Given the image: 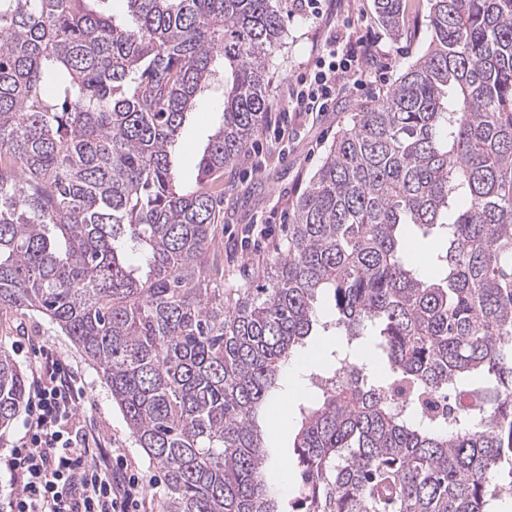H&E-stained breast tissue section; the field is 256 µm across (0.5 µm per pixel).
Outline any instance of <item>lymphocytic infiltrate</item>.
Returning a JSON list of instances; mask_svg holds the SVG:
<instances>
[{
	"label": "lymphocytic infiltrate",
	"instance_id": "1",
	"mask_svg": "<svg viewBox=\"0 0 512 512\" xmlns=\"http://www.w3.org/2000/svg\"><path fill=\"white\" fill-rule=\"evenodd\" d=\"M373 58L363 40L330 34L309 75L288 85L294 112L327 111L337 84L361 87ZM33 383L25 440L6 462L17 486L9 512H141L144 488L120 449L105 447L96 436L72 438L84 392L68 370L44 354Z\"/></svg>",
	"mask_w": 512,
	"mask_h": 512
}]
</instances>
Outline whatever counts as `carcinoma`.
<instances>
[{"label": "carcinoma", "instance_id": "1", "mask_svg": "<svg viewBox=\"0 0 512 512\" xmlns=\"http://www.w3.org/2000/svg\"><path fill=\"white\" fill-rule=\"evenodd\" d=\"M0 0V305L101 372L162 512H279L269 392L333 300L346 348L302 407L297 512H500L512 494V0H428L431 39L358 107L293 205L285 254L201 288L216 188L259 133L278 0ZM398 39L404 0H374ZM195 182L172 153L205 93ZM437 230L424 276L405 228ZM383 358L365 373L359 354ZM27 378L0 350V429Z\"/></svg>", "mask_w": 512, "mask_h": 512}]
</instances>
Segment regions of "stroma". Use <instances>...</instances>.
<instances>
[{"instance_id": "1", "label": "stroma", "mask_w": 512, "mask_h": 512, "mask_svg": "<svg viewBox=\"0 0 512 512\" xmlns=\"http://www.w3.org/2000/svg\"><path fill=\"white\" fill-rule=\"evenodd\" d=\"M328 2V15L316 19L297 11L293 0H282L285 35L269 61L272 111L287 112L289 80L306 72L331 29L338 27L355 37L368 33L378 36L382 52L363 89L337 90L328 111L296 120L289 140L276 142L269 126H262L245 154L225 168L223 211L213 227L212 244L204 258L207 271L201 279L202 287L245 288L259 279L267 260L288 241L293 203L309 187L339 132L351 124L355 108L384 94L403 68L422 56L429 44L427 0H405V34L399 39L388 35L382 26L374 0ZM221 121L222 102L216 98L201 99L197 113L186 120L180 147L173 157L182 182L194 180L197 159ZM337 345L334 328L317 330L296 358L301 366L299 374L284 373L269 395L263 422L266 475L283 512H290L298 478L292 475L281 480L280 462L294 454L300 409L313 395L308 377L321 371ZM0 349L28 375L38 368L43 349L68 365L85 393L79 412L81 424L105 446L124 450L128 465L145 487V512H162V475L135 443L109 387L72 339L43 314L0 307Z\"/></svg>"}]
</instances>
